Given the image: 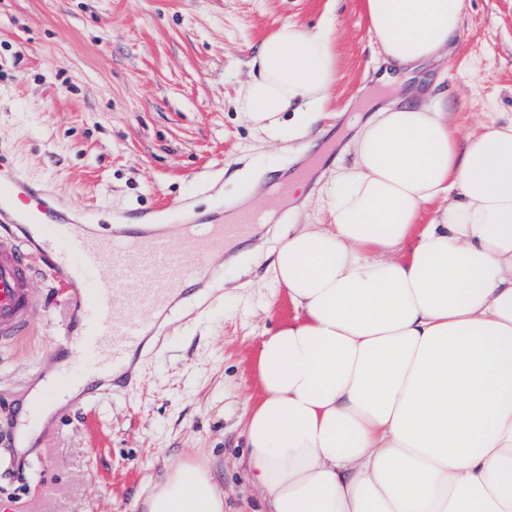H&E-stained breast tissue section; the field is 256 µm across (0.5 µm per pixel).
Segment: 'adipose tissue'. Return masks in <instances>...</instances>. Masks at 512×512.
I'll return each mask as SVG.
<instances>
[{
	"instance_id": "adipose-tissue-1",
	"label": "adipose tissue",
	"mask_w": 512,
	"mask_h": 512,
	"mask_svg": "<svg viewBox=\"0 0 512 512\" xmlns=\"http://www.w3.org/2000/svg\"><path fill=\"white\" fill-rule=\"evenodd\" d=\"M466 10L366 0L391 73L446 54ZM251 66L242 110L274 135L311 125L337 79L327 30L290 22ZM353 146L331 223L288 234L268 268L295 316L261 343L249 480L264 512H512V119L462 142L443 108L410 100L366 120ZM147 507L224 512V497L185 462Z\"/></svg>"
}]
</instances>
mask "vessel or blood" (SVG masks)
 <instances>
[{"label":"vessel or blood","mask_w":512,"mask_h":512,"mask_svg":"<svg viewBox=\"0 0 512 512\" xmlns=\"http://www.w3.org/2000/svg\"><path fill=\"white\" fill-rule=\"evenodd\" d=\"M253 222L246 214L232 224H184L173 236L160 226L135 224L122 236H105L88 212L63 207L21 177L0 149V223L19 228L0 233V343L28 328L36 304L32 271L41 265L69 290L59 344L70 355L64 383H102L126 369L171 308L197 294L210 250L246 237ZM131 277L142 279L144 289L125 294L123 308H114V295L124 293Z\"/></svg>","instance_id":"obj_1"}]
</instances>
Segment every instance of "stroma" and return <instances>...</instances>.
<instances>
[{
    "label": "stroma",
    "instance_id": "stroma-1",
    "mask_svg": "<svg viewBox=\"0 0 512 512\" xmlns=\"http://www.w3.org/2000/svg\"><path fill=\"white\" fill-rule=\"evenodd\" d=\"M365 0H0V144L34 184L104 224L231 222L248 239L214 252L201 295L166 317L162 343L125 376L11 448L21 408L59 375L66 289L44 272L30 329L0 344V503L12 512H143L157 478L207 464L224 512H261L241 464L242 402L263 335L292 316L267 269L288 232L327 224L323 204L352 165L362 122L407 93L380 83ZM328 27L337 80L324 120L270 137L241 111L249 62L280 25ZM421 104L447 105L460 134L512 118V0H468L463 34L420 65ZM313 167L303 190L280 182Z\"/></svg>",
    "mask_w": 512,
    "mask_h": 512
}]
</instances>
